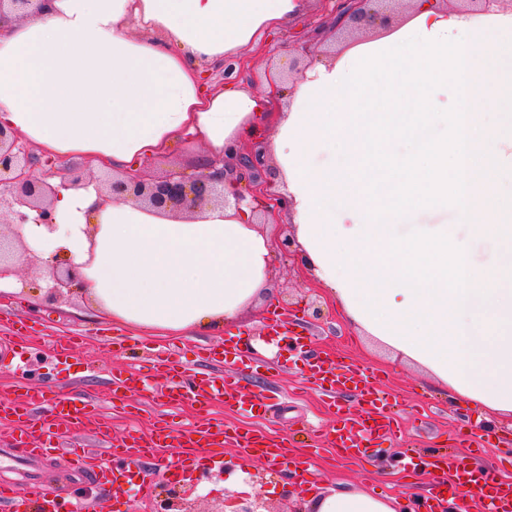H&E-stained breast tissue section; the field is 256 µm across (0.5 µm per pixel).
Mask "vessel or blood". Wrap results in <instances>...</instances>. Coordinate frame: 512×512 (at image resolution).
<instances>
[{"label":"vessel or blood","instance_id":"b4317fda","mask_svg":"<svg viewBox=\"0 0 512 512\" xmlns=\"http://www.w3.org/2000/svg\"><path fill=\"white\" fill-rule=\"evenodd\" d=\"M246 352L233 340L215 352L213 372L201 375L194 369L162 359L156 367L158 375L172 379V386L162 388L161 397L168 405L177 406L185 400L207 405L223 401L225 407L261 414L263 406L241 390V380L232 374V367L245 364ZM320 392L330 403H337L347 385L358 388L360 413L351 416L337 411V423L330 431V441L339 455L361 460L372 448L388 440L398 429V421L387 411L384 393L378 389V374L356 366H342L332 358H316L309 367ZM113 394L132 392L144 386L146 377L124 369L110 379ZM0 417L14 418L18 424L17 442L28 461L51 456L64 438L83 429L93 430L100 438L110 435L109 428L99 425L97 406L90 400L75 401L66 395L47 390L28 389L17 399L0 400ZM232 444L249 459H262L270 465L282 464L292 469L300 486H308L311 466L307 460L291 456L287 443L271 440L259 432H232L223 426L201 423L187 430L157 428L149 438L129 437L120 444L95 453L87 448L74 447L69 451L72 468L79 476L103 481L121 501L127 487L136 485L144 461L158 448H172L177 453L180 469L198 468L205 460L216 458L224 444ZM478 450L469 455L448 459L433 456L428 467L451 476L454 487L468 488L490 498L495 512H512V480L500 477L493 469L477 464ZM29 493H20L17 485L0 484V499L11 501L14 512H57L55 497L44 492L38 482H30Z\"/></svg>","mask_w":512,"mask_h":512}]
</instances>
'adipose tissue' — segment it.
I'll list each match as a JSON object with an SVG mask.
<instances>
[{"mask_svg": "<svg viewBox=\"0 0 512 512\" xmlns=\"http://www.w3.org/2000/svg\"><path fill=\"white\" fill-rule=\"evenodd\" d=\"M308 0H45L0 25V127L60 162L134 171L177 140L211 159L267 138L303 265L362 333L470 402L512 415V225L474 206L473 223L363 228L365 194L322 187L345 170L319 123L349 99L336 64L316 61L282 95L209 91L204 70L286 28ZM497 28L465 46L466 126L499 136L512 157V13L465 16ZM54 224L28 211L11 231L44 260H67L83 298L113 324L157 337L210 332L268 291L269 224L209 205L187 217L112 197L96 183L52 179ZM307 512H401L400 498L337 486Z\"/></svg>", "mask_w": 512, "mask_h": 512, "instance_id": "obj_1", "label": "adipose tissue"}]
</instances>
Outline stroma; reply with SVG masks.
<instances>
[{"label": "stroma", "mask_w": 512, "mask_h": 512, "mask_svg": "<svg viewBox=\"0 0 512 512\" xmlns=\"http://www.w3.org/2000/svg\"><path fill=\"white\" fill-rule=\"evenodd\" d=\"M329 18L325 0H312L310 9L288 30L264 36L257 49L247 53L248 65L240 74L241 80L253 93H263L267 74L288 65L289 46L308 43L312 29ZM203 154V148L192 149L178 143L170 151L147 159L143 173L150 180L173 172L193 174ZM17 276L22 290L0 301V325L21 321L30 327L31 334L18 341L20 357L0 356V395L13 393L16 384L25 383L76 397L110 396L109 372L129 365L150 371L151 353L160 349L171 350L180 362L207 373L212 369L208 350L223 347L225 339L230 338L252 352L253 367L240 368L239 374L245 389L266 403L265 416L256 418L244 412H228L218 403L205 411L190 402L172 408L152 391L144 390L113 399L106 405L113 439H120L131 429L149 432L159 419L187 426L207 418L222 425L256 428L274 437L288 438L298 452L321 447L322 455L316 462L318 489L343 481L370 490L412 496L428 494L434 475L427 471L420 479H413L404 469L407 449H416L421 461L433 452L462 453L466 449L462 438L467 428L477 424L485 429L481 436L486 447L483 463L498 464L504 475L512 476V418L465 402L451 403L447 390L401 360L374 349L359 336L355 325L323 289L316 286L295 257L274 256L270 303L247 310L236 322L220 330L180 338L158 339L142 330L117 327L96 314L83 298L68 294L51 296L38 262H26L18 269ZM316 306L323 311L318 320L311 316ZM283 308L290 315L280 329L281 335L288 338L302 335L304 343L294 350L281 346L258 351L259 342L272 338L269 328L272 313ZM70 332L83 336L84 344L69 358L55 359L54 340ZM116 336L127 338L130 346L127 354L114 352L112 339ZM322 352L335 354L337 362L342 364L355 363L381 371L382 389L402 423L401 434L375 449L363 462L336 457L329 447V433L336 415L322 405L318 388L306 372L307 364ZM223 459L225 467L238 472L246 497L261 499L272 507H284L286 512H301L306 495L296 483L288 482L283 469L270 468L259 459L243 466L230 446L225 447ZM173 461L174 451L170 448L146 460L143 476L154 485L153 495L143 497L133 487L119 505L114 504L104 489L76 478L65 457L45 458L37 468L49 487L79 500L91 495L92 512H147L154 501L165 498L172 488Z\"/></svg>", "instance_id": "1"}]
</instances>
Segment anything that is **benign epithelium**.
I'll return each mask as SVG.
<instances>
[{
  "label": "benign epithelium",
  "mask_w": 512,
  "mask_h": 512,
  "mask_svg": "<svg viewBox=\"0 0 512 512\" xmlns=\"http://www.w3.org/2000/svg\"><path fill=\"white\" fill-rule=\"evenodd\" d=\"M43 0H0V18L11 15L23 19L42 8ZM385 0H338L339 18L345 27H389L393 23L387 14ZM37 159L12 131L0 127V218L23 222L27 215L22 209L35 210L46 223L52 222L50 196L54 189L34 178L32 171ZM220 173H214L217 162L204 159L200 170L192 175L171 173L160 180L149 181L135 173L127 178L106 177L104 185L112 194L142 202L161 213H177L200 207L209 202L228 204L224 181L231 178L238 184L234 193L237 209L247 208L252 215L285 216L282 197L271 190V173L263 147L250 152L235 150L224 158ZM22 244L14 237L0 235V276L11 270ZM47 276L52 290L71 289L73 278L62 273L55 264L48 265ZM195 487L173 488L169 496L154 505V512H195Z\"/></svg>",
  "instance_id": "obj_1"
}]
</instances>
